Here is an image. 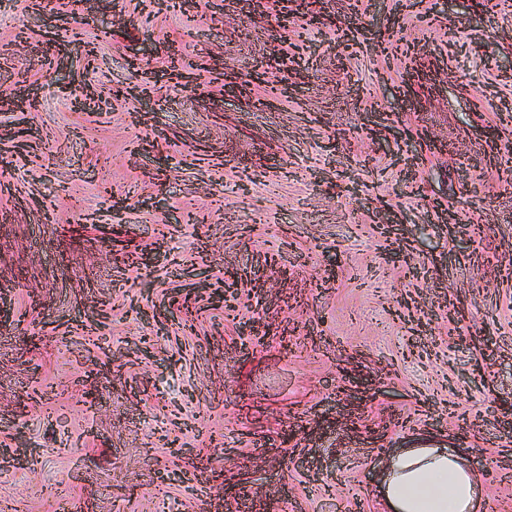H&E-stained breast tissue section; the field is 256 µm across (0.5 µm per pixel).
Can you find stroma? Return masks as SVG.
<instances>
[{"label":"stroma","mask_w":512,"mask_h":512,"mask_svg":"<svg viewBox=\"0 0 512 512\" xmlns=\"http://www.w3.org/2000/svg\"><path fill=\"white\" fill-rule=\"evenodd\" d=\"M405 2L0 0V512H385L428 443L512 512V0ZM109 94H101L90 87L74 88L71 90L73 96V104L79 110H103L108 108L112 103V96L124 95L127 87L116 85L109 88Z\"/></svg>","instance_id":"35a3bbf8"}]
</instances>
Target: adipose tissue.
I'll use <instances>...</instances> for the list:
<instances>
[{
    "label": "adipose tissue",
    "instance_id": "ef3b65f1",
    "mask_svg": "<svg viewBox=\"0 0 512 512\" xmlns=\"http://www.w3.org/2000/svg\"><path fill=\"white\" fill-rule=\"evenodd\" d=\"M479 476L456 448H405L391 456L380 491L389 512H474Z\"/></svg>",
    "mask_w": 512,
    "mask_h": 512
}]
</instances>
